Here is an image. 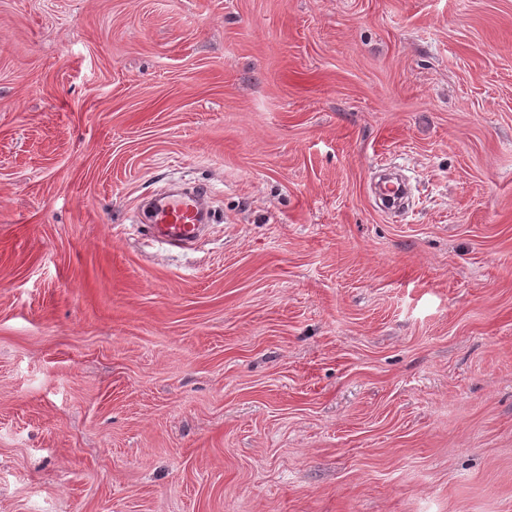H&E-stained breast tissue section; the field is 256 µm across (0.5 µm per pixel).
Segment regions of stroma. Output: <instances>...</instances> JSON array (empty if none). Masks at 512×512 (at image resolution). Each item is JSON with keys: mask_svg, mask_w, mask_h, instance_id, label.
<instances>
[{"mask_svg": "<svg viewBox=\"0 0 512 512\" xmlns=\"http://www.w3.org/2000/svg\"><path fill=\"white\" fill-rule=\"evenodd\" d=\"M0 512H512V0H0ZM207 195L204 185L190 193H162L142 210L137 223L148 224L152 241L160 245L193 242L202 231L205 215L201 205Z\"/></svg>", "mask_w": 512, "mask_h": 512, "instance_id": "stroma-1", "label": "stroma"}]
</instances>
